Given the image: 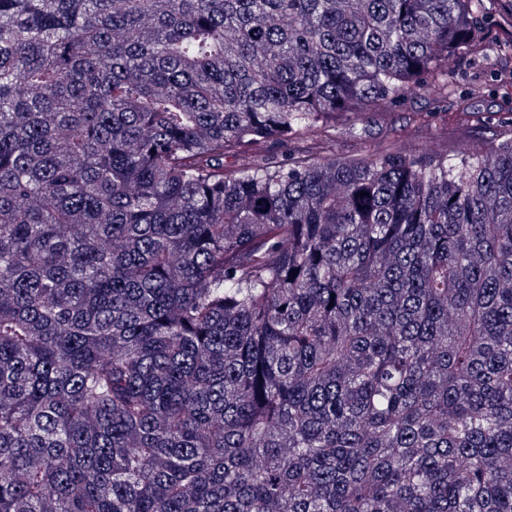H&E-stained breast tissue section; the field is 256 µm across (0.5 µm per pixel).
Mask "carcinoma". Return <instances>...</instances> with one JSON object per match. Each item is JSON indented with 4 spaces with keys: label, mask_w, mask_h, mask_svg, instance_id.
<instances>
[{
    "label": "carcinoma",
    "mask_w": 512,
    "mask_h": 512,
    "mask_svg": "<svg viewBox=\"0 0 512 512\" xmlns=\"http://www.w3.org/2000/svg\"><path fill=\"white\" fill-rule=\"evenodd\" d=\"M481 2L0 0V512H512V132L288 152Z\"/></svg>",
    "instance_id": "carcinoma-1"
}]
</instances>
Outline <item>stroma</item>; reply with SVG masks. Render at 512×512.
Returning <instances> with one entry per match:
<instances>
[{
	"instance_id": "obj_1",
	"label": "stroma",
	"mask_w": 512,
	"mask_h": 512,
	"mask_svg": "<svg viewBox=\"0 0 512 512\" xmlns=\"http://www.w3.org/2000/svg\"><path fill=\"white\" fill-rule=\"evenodd\" d=\"M469 74L468 57H460L447 101L410 96L387 110L371 113L373 135L366 139L349 133L351 116L339 117L336 139L324 153L348 160L381 150L450 152L465 143L481 146L497 139L512 120V87H500L484 99L473 100L467 95Z\"/></svg>"
}]
</instances>
